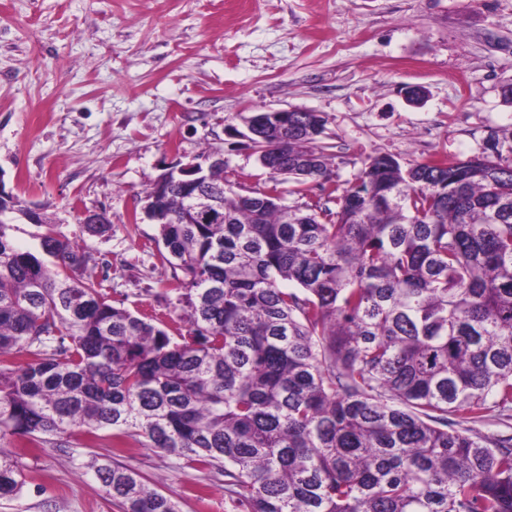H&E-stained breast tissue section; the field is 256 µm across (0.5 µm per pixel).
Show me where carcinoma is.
<instances>
[{
	"label": "carcinoma",
	"instance_id": "1",
	"mask_svg": "<svg viewBox=\"0 0 512 512\" xmlns=\"http://www.w3.org/2000/svg\"><path fill=\"white\" fill-rule=\"evenodd\" d=\"M241 120L264 187L201 188L206 223L182 186L156 196L177 336L57 225L36 254L0 220V498L24 492L15 441L72 459L78 427L222 471L242 512H512V436L472 428L512 412V128L342 183L321 114ZM310 180L325 200L286 203ZM78 468L121 512H179L133 469Z\"/></svg>",
	"mask_w": 512,
	"mask_h": 512
}]
</instances>
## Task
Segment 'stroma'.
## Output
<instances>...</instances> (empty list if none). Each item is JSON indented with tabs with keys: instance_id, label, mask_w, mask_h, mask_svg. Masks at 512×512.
Segmentation results:
<instances>
[{
	"instance_id": "obj_1",
	"label": "stroma",
	"mask_w": 512,
	"mask_h": 512,
	"mask_svg": "<svg viewBox=\"0 0 512 512\" xmlns=\"http://www.w3.org/2000/svg\"><path fill=\"white\" fill-rule=\"evenodd\" d=\"M510 85L512 0H0V185L85 246L115 303L175 336L171 270L138 209L171 161L220 148L228 180L262 187L240 117L300 107L326 118L340 180L380 154L454 162L512 127ZM98 212L109 234L83 230ZM84 440L73 429L81 457L140 472L181 512H237L217 469ZM23 463L0 512H118L58 449Z\"/></svg>"
}]
</instances>
